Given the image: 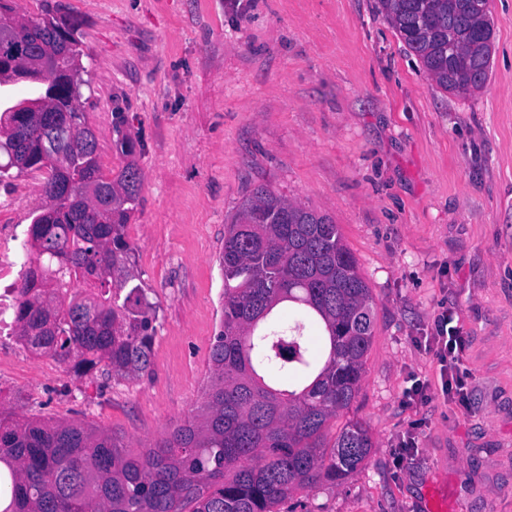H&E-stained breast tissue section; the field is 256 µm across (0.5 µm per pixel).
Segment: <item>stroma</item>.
<instances>
[{
    "mask_svg": "<svg viewBox=\"0 0 512 512\" xmlns=\"http://www.w3.org/2000/svg\"><path fill=\"white\" fill-rule=\"evenodd\" d=\"M79 22L81 105L105 174L136 140L143 174L127 226L157 307L148 373L18 352L0 407L112 430L136 454L195 420L224 306V226L258 185L329 215L358 261L376 325L359 392L331 421L373 447L345 483L277 512H512V0H490L492 73L439 89L377 0H12ZM44 174L0 184L26 233ZM464 339L461 393L442 391L435 320ZM427 387L414 396L415 382Z\"/></svg>",
    "mask_w": 512,
    "mask_h": 512,
    "instance_id": "1",
    "label": "stroma"
}]
</instances>
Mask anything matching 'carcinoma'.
Masks as SVG:
<instances>
[{"label": "carcinoma", "mask_w": 512, "mask_h": 512, "mask_svg": "<svg viewBox=\"0 0 512 512\" xmlns=\"http://www.w3.org/2000/svg\"><path fill=\"white\" fill-rule=\"evenodd\" d=\"M379 9L438 88L470 95L486 85L488 0H379ZM0 19L30 48L24 62L0 54V87H28L25 98L4 96L0 179L46 173L17 336L77 375L102 365L138 377L151 368L158 316L135 283L126 234L142 185L135 139L121 134L128 162L106 175L80 104L77 21L55 17L48 32L6 0ZM220 265L224 318L202 417L130 455L108 430L1 408L0 512H275L296 490L341 484L363 466L373 448L363 422L326 441L359 391L375 321L337 225L259 185L224 227Z\"/></svg>", "instance_id": "cac0c4a2"}]
</instances>
